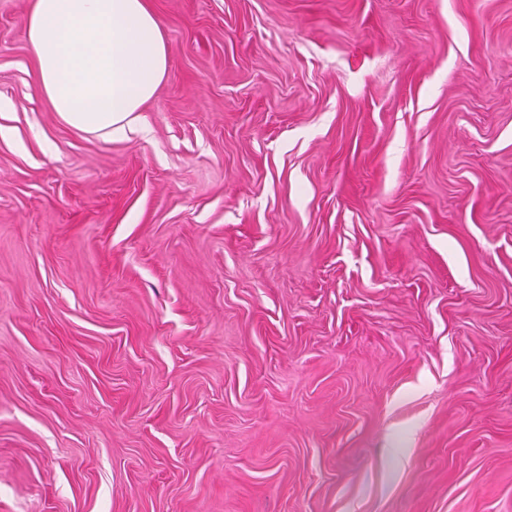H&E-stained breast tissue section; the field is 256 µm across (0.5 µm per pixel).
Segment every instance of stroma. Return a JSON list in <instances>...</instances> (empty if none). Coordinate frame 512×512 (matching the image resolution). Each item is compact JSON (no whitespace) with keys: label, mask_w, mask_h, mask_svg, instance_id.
Listing matches in <instances>:
<instances>
[{"label":"stroma","mask_w":512,"mask_h":512,"mask_svg":"<svg viewBox=\"0 0 512 512\" xmlns=\"http://www.w3.org/2000/svg\"><path fill=\"white\" fill-rule=\"evenodd\" d=\"M149 133L0 0V512H512V0H152Z\"/></svg>","instance_id":"stroma-1"}]
</instances>
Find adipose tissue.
Returning a JSON list of instances; mask_svg holds the SVG:
<instances>
[{
  "label": "adipose tissue",
  "instance_id": "obj_1",
  "mask_svg": "<svg viewBox=\"0 0 512 512\" xmlns=\"http://www.w3.org/2000/svg\"><path fill=\"white\" fill-rule=\"evenodd\" d=\"M26 30L42 91L66 123L106 137L141 131L167 68L149 0H32Z\"/></svg>",
  "mask_w": 512,
  "mask_h": 512
}]
</instances>
